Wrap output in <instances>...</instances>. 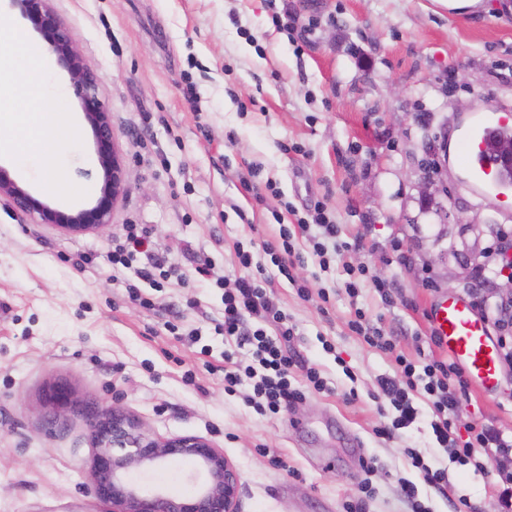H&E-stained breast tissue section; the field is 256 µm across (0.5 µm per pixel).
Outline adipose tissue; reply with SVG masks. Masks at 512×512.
<instances>
[{
  "instance_id": "1",
  "label": "adipose tissue",
  "mask_w": 512,
  "mask_h": 512,
  "mask_svg": "<svg viewBox=\"0 0 512 512\" xmlns=\"http://www.w3.org/2000/svg\"><path fill=\"white\" fill-rule=\"evenodd\" d=\"M47 66L25 32L0 26V156L20 166L56 168L60 126L51 110Z\"/></svg>"
}]
</instances>
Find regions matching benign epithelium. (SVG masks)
Here are the masks:
<instances>
[{"instance_id":"benign-epithelium-1","label":"benign epithelium","mask_w":512,"mask_h":512,"mask_svg":"<svg viewBox=\"0 0 512 512\" xmlns=\"http://www.w3.org/2000/svg\"><path fill=\"white\" fill-rule=\"evenodd\" d=\"M6 2L48 37L51 52L67 70L84 122L96 144L101 184L93 206L63 211L34 196L0 166V200L64 234L96 233L112 223L114 209L126 192L124 154L112 129V112L99 98V78L85 63L53 7V0ZM47 403L57 412L65 409L70 404L68 389L54 388ZM91 440L95 448L89 472L91 490L97 498L112 503V512H238L240 475L224 452L205 437H161L112 406L95 415ZM183 458L199 463L208 474L207 484L193 496L177 497L163 491L146 493L128 479L134 470Z\"/></svg>"}]
</instances>
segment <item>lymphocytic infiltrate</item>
Wrapping results in <instances>:
<instances>
[{
    "label": "lymphocytic infiltrate",
    "mask_w": 512,
    "mask_h": 512,
    "mask_svg": "<svg viewBox=\"0 0 512 512\" xmlns=\"http://www.w3.org/2000/svg\"><path fill=\"white\" fill-rule=\"evenodd\" d=\"M300 236L309 243L320 268H328L330 261L340 254L339 226L324 204L317 201L294 222L280 224L278 238L262 242L261 248L270 258L269 265L255 264L252 251L237 247L235 254L243 273L224 284V334L235 338L238 346L248 347L253 359L252 365L239 372L235 369L233 353H225L224 382L232 387L242 378L252 379L255 407L262 412L279 413L300 400L305 390L324 392L328 389L325 378L314 366L302 368L304 388L292 385L289 374L299 365L295 356L284 350L283 344L293 336L294 329L271 295L275 277L292 279V270L302 259L296 248V239ZM145 244V237L139 233L137 225H126L124 239L113 240L107 260L112 266L133 269L142 280H153L155 270L162 268L164 261L145 254ZM474 280L475 286L469 291L471 304L485 321L490 322L505 360L512 362V304L489 300L485 288L490 279L484 271H476ZM249 317L259 320L260 328L246 329L245 320ZM350 329L370 346L392 354L397 366L395 376L378 381L396 411L391 423L376 427L379 438H392L396 431L409 428L415 422L417 410L412 397L419 394L434 410L437 420L432 425L433 432L451 460L463 466L473 465L475 471L482 473L487 471L489 464L512 457V436L482 424L471 426L468 439L457 442L449 414L466 396L468 380L455 363L432 361L416 365L414 360L398 351L392 334L371 325L360 309L355 311Z\"/></svg>",
    "instance_id": "f902f5d3"
}]
</instances>
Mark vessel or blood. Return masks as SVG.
<instances>
[{"label": "vessel or blood", "instance_id": "vessel-or-blood-1", "mask_svg": "<svg viewBox=\"0 0 512 512\" xmlns=\"http://www.w3.org/2000/svg\"><path fill=\"white\" fill-rule=\"evenodd\" d=\"M512 136V114L478 112L461 128L459 160L469 186L501 202L512 200V165L498 150ZM433 327L449 355L464 368L469 380L484 391H494L498 381V353L486 323L471 303L445 297L431 310Z\"/></svg>", "mask_w": 512, "mask_h": 512}]
</instances>
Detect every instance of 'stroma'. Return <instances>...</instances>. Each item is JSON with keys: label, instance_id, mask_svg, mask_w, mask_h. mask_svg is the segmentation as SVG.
<instances>
[{"label": "stroma", "instance_id": "35a3bbf8", "mask_svg": "<svg viewBox=\"0 0 512 512\" xmlns=\"http://www.w3.org/2000/svg\"><path fill=\"white\" fill-rule=\"evenodd\" d=\"M86 64L125 155L127 191L110 226L70 236L0 202V512H112L95 499L88 470L90 421L116 405L163 437L198 435L240 473V512H344L373 459L367 512H408L399 482L418 484L431 512L447 494L494 512L496 470L450 461L435 440L430 403L390 440L374 432L394 409L378 381L396 373L391 354L351 332L355 309L409 358L442 360L427 314L466 296L456 279L471 258L492 289L512 279L487 258L512 206L473 192L454 160L457 130L478 111L512 112V11L505 0L448 14L439 0H54ZM439 150L447 193L421 197L425 144ZM280 198L257 202L241 180L249 165ZM61 208L94 204L95 142L81 128L60 166L44 176L14 171ZM71 191L59 195L52 180ZM322 201L347 243L320 270L305 256L276 298L295 327L291 353L316 366L329 389L306 393L277 415L258 412L250 381L224 386V354L248 348L224 335V279L241 275L235 246L275 236L280 201ZM481 224L472 232L470 220ZM149 232L148 250L177 272L160 285L112 270L107 255L124 225ZM212 274L199 279L197 259ZM360 290H345L346 266ZM390 283L384 304L377 282ZM304 283L310 299L295 288ZM137 287L139 301L128 297ZM327 291L321 303L319 291ZM493 393L469 386L452 414L466 436L486 424L512 434V364L499 362ZM63 385L59 417L46 391ZM448 471L447 494L424 484L406 449ZM144 491L193 495L206 476L190 460L140 469Z\"/></svg>", "mask_w": 512, "mask_h": 512}]
</instances>
